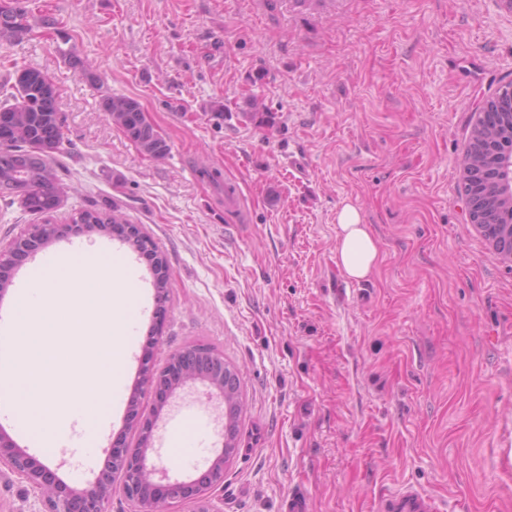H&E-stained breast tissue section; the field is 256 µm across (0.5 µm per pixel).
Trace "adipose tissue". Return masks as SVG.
I'll use <instances>...</instances> for the list:
<instances>
[{
    "mask_svg": "<svg viewBox=\"0 0 512 512\" xmlns=\"http://www.w3.org/2000/svg\"><path fill=\"white\" fill-rule=\"evenodd\" d=\"M336 256L345 274L355 280L369 278L381 261L379 242L360 212L349 205L336 215Z\"/></svg>",
    "mask_w": 512,
    "mask_h": 512,
    "instance_id": "adipose-tissue-1",
    "label": "adipose tissue"
}]
</instances>
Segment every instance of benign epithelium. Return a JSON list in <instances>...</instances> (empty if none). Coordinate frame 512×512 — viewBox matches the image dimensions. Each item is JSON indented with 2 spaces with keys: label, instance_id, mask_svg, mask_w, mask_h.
<instances>
[{
  "label": "benign epithelium",
  "instance_id": "1",
  "mask_svg": "<svg viewBox=\"0 0 512 512\" xmlns=\"http://www.w3.org/2000/svg\"><path fill=\"white\" fill-rule=\"evenodd\" d=\"M512 112V97L499 93L490 97L482 111L480 121L490 114ZM468 218L472 224L483 223L484 204L476 195L465 198ZM53 233L48 236L33 234V226L27 227L7 246L0 248V293L12 282L13 271L18 261L28 257L71 234H87L93 228L86 224H53ZM198 346L186 347L167 359L159 370L143 364L139 386L155 391L164 403L177 392L199 383L208 389V396L224 401L223 372L197 373L190 370L188 362ZM153 423L146 421L140 427L139 440L135 447L112 451L107 455L103 469L91 487L77 490L71 488L57 471L38 460L22 448L14 438L0 426V465L8 466L25 483L26 491L37 497L44 512H107L116 480H121L125 498L132 504L133 512H161L165 504L192 501L197 512H217L213 509L208 491L224 484V461L230 453L219 451L208 469V475L196 479L170 477L164 468L149 463V451L153 450Z\"/></svg>",
  "mask_w": 512,
  "mask_h": 512
}]
</instances>
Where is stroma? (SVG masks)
<instances>
[{
	"label": "stroma",
	"instance_id": "1",
	"mask_svg": "<svg viewBox=\"0 0 512 512\" xmlns=\"http://www.w3.org/2000/svg\"><path fill=\"white\" fill-rule=\"evenodd\" d=\"M29 31L0 33V79L25 68L58 91L65 144L57 222L119 205L168 262L127 338L120 386L144 361L204 342L241 369L239 448L210 490L216 512H374L414 487L445 512H512V262L468 221L459 190L485 101L512 81V12L500 0H28ZM57 21L43 25V17ZM107 95L141 104L170 150L143 155L108 119ZM269 122L248 118L250 99ZM223 114L211 112L212 103ZM234 182L241 214L224 208ZM359 210L380 242L357 282L336 260V214ZM151 258L112 231L75 239ZM204 386L166 403L151 463L204 473L222 442L169 464L171 419L207 404ZM124 401L93 455L11 436L71 487L134 447Z\"/></svg>",
	"mask_w": 512,
	"mask_h": 512
}]
</instances>
